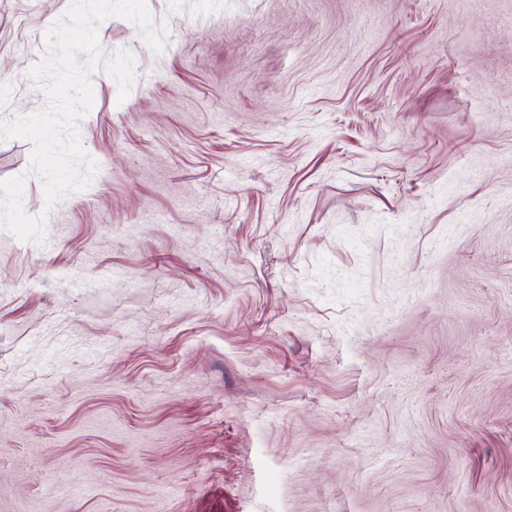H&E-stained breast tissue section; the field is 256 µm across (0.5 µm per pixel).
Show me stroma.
<instances>
[{
	"label": "stroma",
	"instance_id": "obj_1",
	"mask_svg": "<svg viewBox=\"0 0 512 512\" xmlns=\"http://www.w3.org/2000/svg\"><path fill=\"white\" fill-rule=\"evenodd\" d=\"M98 172L0 229V512H512V0H147ZM71 0H0V123Z\"/></svg>",
	"mask_w": 512,
	"mask_h": 512
}]
</instances>
